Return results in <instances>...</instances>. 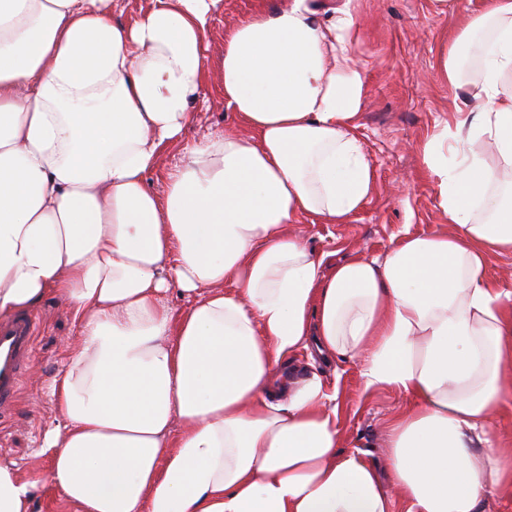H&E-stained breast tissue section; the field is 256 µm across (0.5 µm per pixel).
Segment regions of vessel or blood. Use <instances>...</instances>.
Returning <instances> with one entry per match:
<instances>
[{
	"mask_svg": "<svg viewBox=\"0 0 512 512\" xmlns=\"http://www.w3.org/2000/svg\"><path fill=\"white\" fill-rule=\"evenodd\" d=\"M36 317L22 312L0 320V414L14 404L34 351Z\"/></svg>",
	"mask_w": 512,
	"mask_h": 512,
	"instance_id": "vessel-or-blood-1",
	"label": "vessel or blood"
}]
</instances>
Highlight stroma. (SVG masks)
<instances>
[{
  "instance_id": "stroma-1",
  "label": "stroma",
  "mask_w": 512,
  "mask_h": 512,
  "mask_svg": "<svg viewBox=\"0 0 512 512\" xmlns=\"http://www.w3.org/2000/svg\"><path fill=\"white\" fill-rule=\"evenodd\" d=\"M355 2L359 26L355 50L367 77L359 135L374 172V185L350 222L299 224L309 246L325 254L330 264L355 250L384 256L407 232L448 231L436 183L424 173L421 147L448 122L456 99L473 95L480 72V51L475 48L460 89L449 90L438 74L442 44L461 24L468 0ZM255 6L256 0H222L209 33V70L220 66L225 31ZM191 110L193 121L186 134L165 150L168 165L180 164L187 147L208 132L237 128L216 83L205 86ZM35 314V350L28 373L10 413L0 417V463L14 464L26 480L48 468L45 437L64 425L50 385L66 371L69 345L77 331L71 312L54 296H47ZM317 372L338 389L345 449H361L374 465H381L383 424L408 405V396L391 390H364L358 365L349 361L319 364Z\"/></svg>"
}]
</instances>
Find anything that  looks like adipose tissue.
Masks as SVG:
<instances>
[{"label":"adipose tissue","instance_id":"ef3b65f1","mask_svg":"<svg viewBox=\"0 0 512 512\" xmlns=\"http://www.w3.org/2000/svg\"><path fill=\"white\" fill-rule=\"evenodd\" d=\"M220 0H0V317L47 293L78 327L54 380L65 421L44 484L79 512H486L512 495L492 426L512 394V0H484L439 54L450 87L480 45L475 103L421 147L450 230L332 267L293 232L344 224L373 188L358 135L357 16L258 4L204 64ZM216 78L242 132L195 143L148 184ZM190 297L173 314L169 291ZM355 362L408 395L383 427L384 472L346 451L337 392L288 366ZM33 482L0 463V512ZM488 276L503 288L512 290V253H489L486 258Z\"/></svg>","mask_w":512,"mask_h":512}]
</instances>
